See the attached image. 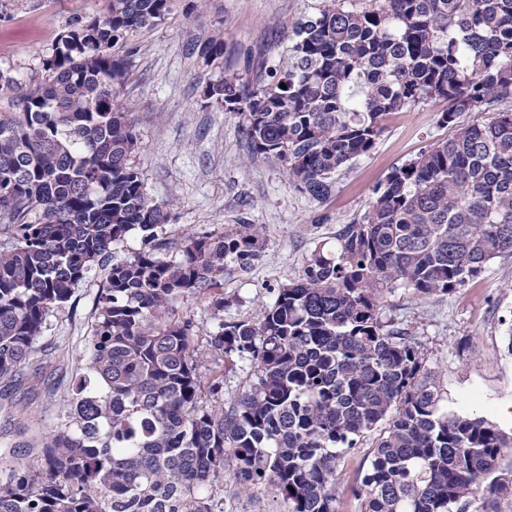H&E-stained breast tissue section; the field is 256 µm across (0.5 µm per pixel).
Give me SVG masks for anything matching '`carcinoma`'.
Segmentation results:
<instances>
[{"label":"carcinoma","mask_w":512,"mask_h":512,"mask_svg":"<svg viewBox=\"0 0 512 512\" xmlns=\"http://www.w3.org/2000/svg\"><path fill=\"white\" fill-rule=\"evenodd\" d=\"M173 2L107 0L69 26L45 81L0 72V377L23 374L49 312L92 266L107 271L40 463L0 453V512H224L226 481L238 499L273 493L284 512H338V468L378 427L351 488L362 512H468L479 493L512 495V437L444 411L422 344L379 316L387 293L449 295L512 254V110L394 168L336 252L313 250L255 320H224L216 299L211 346L254 376L226 398L224 377L206 380L193 323L173 315L226 272H248L262 227L159 236L169 211L146 193L136 126L117 102L130 68L117 45L166 21ZM369 2L325 0L294 25L286 64L207 85L240 115L248 156L280 164L318 202L389 115L442 100L452 125L512 102V0ZM223 55L220 32L200 49L208 63ZM134 230L144 248L114 259Z\"/></svg>","instance_id":"cac0c4a2"}]
</instances>
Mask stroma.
Here are the masks:
<instances>
[{"mask_svg":"<svg viewBox=\"0 0 512 512\" xmlns=\"http://www.w3.org/2000/svg\"><path fill=\"white\" fill-rule=\"evenodd\" d=\"M196 0H176L169 19L132 36L130 77L119 100L138 132L134 160L146 191L170 207L163 235L224 231L242 222L258 224L263 257L249 273L224 277L228 320H251L274 289L296 281L318 247L335 249L340 228L369 208L376 186L397 166L450 138L441 123L442 102L393 114L375 147L345 166L323 202L289 182L281 166L253 161L237 113L222 111L203 90L222 69L253 81L257 72L284 61L295 22L322 7V0H206L200 16L186 18ZM105 0H9L0 12V71L24 83L44 80L43 61L75 20L101 13ZM224 32V66L204 65L199 48L214 29ZM105 282L92 268L70 299L52 309L35 342L23 376L0 378V452L16 449L19 465H33L76 374L77 359L96 320L97 294ZM380 316L409 330L428 351L448 411L486 417L512 434V355L504 333L512 323V255L491 260L482 274L452 295L417 298L400 288L385 295ZM369 434L337 475L344 493L340 512H361L348 494L373 454Z\"/></svg>","mask_w":512,"mask_h":512,"instance_id":"35a3bbf8","label":"stroma"}]
</instances>
